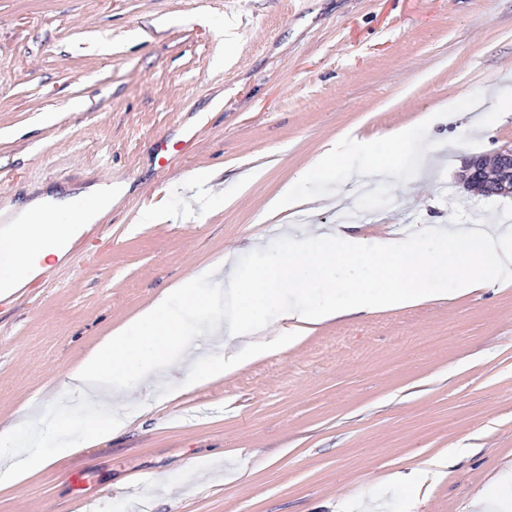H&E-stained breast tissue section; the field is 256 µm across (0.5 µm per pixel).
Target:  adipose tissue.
Instances as JSON below:
<instances>
[{
    "label": "adipose tissue",
    "instance_id": "obj_1",
    "mask_svg": "<svg viewBox=\"0 0 512 512\" xmlns=\"http://www.w3.org/2000/svg\"><path fill=\"white\" fill-rule=\"evenodd\" d=\"M416 134L402 128L372 138L355 139L356 148L369 160L370 168L392 175L398 160ZM342 155L339 144L316 156L304 169L300 181L284 186L276 200L278 210L293 208L301 184L323 178ZM113 203L111 188L91 186L62 199L44 195L17 204L19 221L0 232V288L21 287L35 270L46 268L50 257L67 250L73 226L88 227L107 214Z\"/></svg>",
    "mask_w": 512,
    "mask_h": 512
}]
</instances>
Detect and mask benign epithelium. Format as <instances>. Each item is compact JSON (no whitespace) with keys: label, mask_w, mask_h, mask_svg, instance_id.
Masks as SVG:
<instances>
[{"label":"benign epithelium","mask_w":512,"mask_h":512,"mask_svg":"<svg viewBox=\"0 0 512 512\" xmlns=\"http://www.w3.org/2000/svg\"><path fill=\"white\" fill-rule=\"evenodd\" d=\"M460 182L475 196L512 195V142L502 144L489 163L482 156L467 160L462 167Z\"/></svg>","instance_id":"benign-epithelium-1"}]
</instances>
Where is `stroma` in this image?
<instances>
[{
    "label": "stroma",
    "instance_id": "1",
    "mask_svg": "<svg viewBox=\"0 0 512 512\" xmlns=\"http://www.w3.org/2000/svg\"><path fill=\"white\" fill-rule=\"evenodd\" d=\"M512 94V0H0V210L111 187L110 212L0 306V426L61 396L103 336L190 277L357 214L366 241L507 229L464 160L512 141L450 100ZM436 113L396 176L348 152L281 188L345 132ZM165 152H158V145ZM208 171L209 183L191 185ZM196 223L145 224L153 205ZM226 335L123 393L119 438L0 487V512H512V280L317 326L171 400ZM341 145L333 143L329 148L316 156L300 175L297 184L286 185L276 200L278 211H288L293 208L299 198L300 184L323 178L329 169L336 165L342 155Z\"/></svg>",
    "mask_w": 512,
    "mask_h": 512
}]
</instances>
